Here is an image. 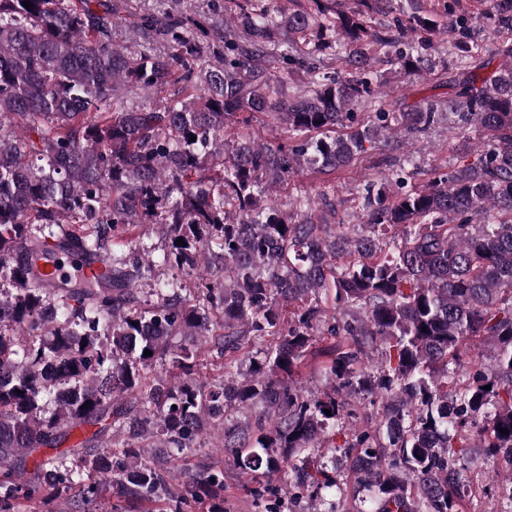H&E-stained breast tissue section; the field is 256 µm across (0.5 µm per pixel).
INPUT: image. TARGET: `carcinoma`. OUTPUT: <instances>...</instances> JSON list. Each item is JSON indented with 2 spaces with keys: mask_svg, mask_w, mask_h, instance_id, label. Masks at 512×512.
<instances>
[{
  "mask_svg": "<svg viewBox=\"0 0 512 512\" xmlns=\"http://www.w3.org/2000/svg\"><path fill=\"white\" fill-rule=\"evenodd\" d=\"M22 2L0 0V273L13 282L0 296V512H39L72 485L83 504L109 489L133 505L176 498L224 512L223 470L174 493L139 445L157 435L165 448H193L219 418L223 449L250 480L291 472L320 512H350L349 479L374 512H467L461 475L474 439L512 475V63L490 69L471 41L477 28L512 26V0L446 28L418 11L375 25L378 0L348 13L312 0L316 13L278 17L249 3L233 17L242 38L224 34L219 66L203 61L183 20L159 24L168 50L151 55L108 41L112 15L89 0ZM281 30L302 43L291 62L309 78L289 98L266 51ZM445 31L475 58L448 99L463 124L487 132L472 161L434 170L422 187L403 166L371 174L356 188L359 224L331 223L336 199L325 191L267 201L305 166L344 169L437 125L430 100L377 109L363 129L329 136L372 103L383 66L421 69ZM330 33L348 45L334 69L321 58ZM134 90L161 100L135 104ZM252 112L294 144L257 139ZM65 224L112 278L41 276L44 242ZM140 224L164 230L160 258L138 240L105 251ZM160 266L202 269L207 281L161 283ZM150 283L156 302L145 308L138 289ZM216 314L226 359L251 338L278 342L256 351L248 373L229 370L207 388L190 377L192 353L168 338L203 336ZM321 336L336 340L320 366L330 387L313 393L294 375ZM476 341L491 347L490 363L466 369ZM361 400L379 405L375 417L357 420ZM84 426L90 438L61 448ZM106 436L119 447H89ZM43 448L53 454L33 456ZM322 448L348 470L298 464Z\"/></svg>",
  "mask_w": 512,
  "mask_h": 512,
  "instance_id": "obj_1",
  "label": "carcinoma"
}]
</instances>
